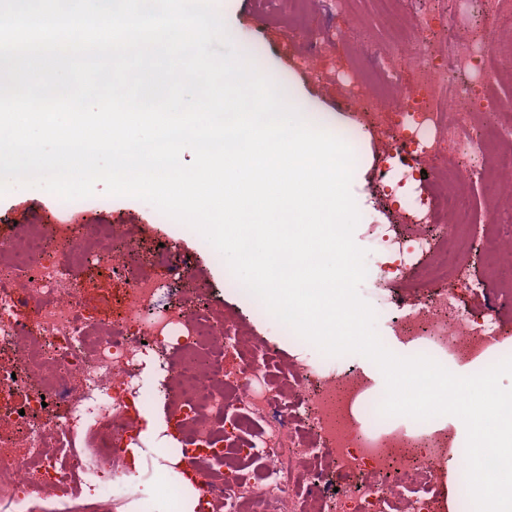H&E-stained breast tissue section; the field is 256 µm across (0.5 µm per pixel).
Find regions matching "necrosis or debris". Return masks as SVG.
<instances>
[{
    "mask_svg": "<svg viewBox=\"0 0 512 512\" xmlns=\"http://www.w3.org/2000/svg\"><path fill=\"white\" fill-rule=\"evenodd\" d=\"M511 19L512 0H503L482 35L453 38L448 66L437 63L431 51L432 24L422 25L415 36L400 34V55L389 65L390 96L348 91L357 109L347 129L352 138L382 140L407 168L418 155L435 156L447 147L458 156L455 166L428 168L426 201L402 214L408 232L391 235L384 225H371L369 247L391 254L385 280L427 288L451 271L466 278L458 256L467 246L460 231L472 222L466 185L474 166L483 170L493 209L512 202V147L486 157L469 120L471 112L494 104L481 102L478 89L459 78L460 72L476 71L483 81L495 79V66L512 56V43L502 44L490 33ZM406 67L418 72L416 84L401 81ZM121 234L117 224L96 225L88 234L72 224H31L8 245V260L0 261V322L8 324L0 340L12 350L10 364L0 365V387L27 393L36 386L47 400L34 427L18 408L0 406V422L18 431L14 438L0 436V503L13 512H36L37 501L58 497L64 512H110L111 502L93 491L101 472L116 481L129 472L118 442L137 430L127 398L142 358L174 349L172 417L182 439L173 454L191 462L186 477L210 512H447V467L464 465L451 433L438 429L410 437L400 430L364 428L354 413L356 402L373 389L364 376L334 369L319 373L302 364L272 369L261 344L239 324L205 311L188 315L177 306L164 317L146 319L157 285L143 269L129 280L120 318L96 322L63 267L44 256L57 245L69 264L108 263L109 245ZM19 272L27 274V287L16 286ZM20 306L36 319L37 333L14 320ZM401 330L429 355L466 362L512 338V327L495 315L466 312L443 291L416 305ZM229 352L240 362L234 379L224 372ZM53 399L68 402V417L50 407ZM228 408L237 413L242 444H226L216 426ZM20 448L26 458L17 456ZM216 459L226 462V471L212 468ZM343 469L356 475L354 491L341 499L326 495L330 472Z\"/></svg>",
    "mask_w": 512,
    "mask_h": 512,
    "instance_id": "1",
    "label": "necrosis or debris"
}]
</instances>
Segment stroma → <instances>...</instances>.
Here are the masks:
<instances>
[{
  "label": "stroma",
  "instance_id": "stroma-1",
  "mask_svg": "<svg viewBox=\"0 0 512 512\" xmlns=\"http://www.w3.org/2000/svg\"><path fill=\"white\" fill-rule=\"evenodd\" d=\"M218 5L236 47L278 84L284 95L294 100L305 119L317 120L319 113L325 112L341 123L346 120V93L352 81H359L368 92L386 93L383 67L395 51L396 28L411 30L429 15L444 14L458 34L465 36L476 29L481 11L494 12L499 8L498 0H407L398 13L391 15L380 11L374 0H218ZM339 33L346 37L345 52L337 57H313V65H305V58L312 57L314 44ZM366 40L378 46L377 65L365 64L354 49L355 44ZM382 166L381 154L369 156L366 169L351 183V194L361 205L355 235H362L368 224L398 225L403 209L416 204L425 193L418 177L403 178L396 174L381 178ZM36 220L47 224L125 225L137 242L139 261L147 266L157 284L149 313L160 314L165 308L178 305L191 312L217 309L247 322L253 335L273 350L278 359L291 364L304 359L320 371L337 366L371 379L375 388L383 386L374 363L365 356L325 355L316 347L296 344L287 335L285 325L272 315L257 318L255 308L239 292L225 290L228 273L211 249L189 229L173 231L169 217L147 202L108 195L100 183L96 184L93 196L73 201L62 200L40 187L18 185L0 196V244L11 240L21 225ZM496 234L511 238L512 223H488L485 211H478L475 223L468 228L472 248L461 258L462 265L470 271L469 278L462 281L451 275L435 282L434 287L448 290L463 310L478 315L491 310L502 323L512 326V306L495 304L500 289L512 286V259L501 266L497 281L482 279V246L486 238ZM162 247L168 249L170 260L154 263L153 256ZM382 261L379 253H367V276L360 294L376 313L375 327L380 339L393 351L406 354L412 347L400 335L398 326L424 292L406 282L384 280L380 275ZM72 277L85 309L99 322L108 323L118 317L128 288L124 271L106 264L91 265L74 271ZM141 382L150 398L147 403L131 405V416L151 414L165 425L167 435L178 436L179 431L168 416L165 357L146 358ZM158 442L154 436L138 443L145 451L140 483L112 486L108 481H99V488L112 491V512H125L128 504L147 497L154 499L157 512H163L166 497L155 491L159 458L154 448Z\"/></svg>",
  "mask_w": 512,
  "mask_h": 512
}]
</instances>
